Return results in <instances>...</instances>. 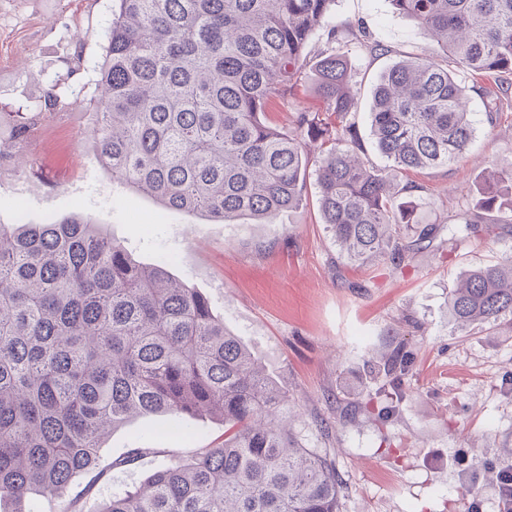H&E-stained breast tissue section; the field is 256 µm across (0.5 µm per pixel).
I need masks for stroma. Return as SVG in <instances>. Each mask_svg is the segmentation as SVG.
<instances>
[{"mask_svg":"<svg viewBox=\"0 0 512 512\" xmlns=\"http://www.w3.org/2000/svg\"><path fill=\"white\" fill-rule=\"evenodd\" d=\"M113 0H0V139L15 111L37 113L14 152L19 165L0 166V224H47L82 214L105 224L135 258L167 261L170 272L209 302L288 397L293 430L305 448L325 449L343 480L341 512H466L460 486L480 483L477 512H498L496 486L484 471L512 448V323L470 332L448 323V294L471 265L499 258L512 232L467 239L418 253L397 269L386 261L349 263L323 224L315 190L303 206L273 223L232 224L164 208L113 182L92 139L97 65L112 20ZM333 20L363 28L344 34L352 61L355 115L367 158L386 161L370 133L371 89L394 62L423 53L425 32L396 13L391 0H336ZM387 46L376 56L366 43ZM85 100L77 102L75 90ZM57 107L42 112L46 91ZM485 98L472 96L476 138L459 161L398 175L426 188L421 219L450 217L474 196L485 171L512 170V94L488 125ZM405 342L412 374L398 411L342 420L353 400L374 393L367 352ZM224 437L221 422L183 417L135 418L102 442L93 472L64 495H35L28 512L98 508ZM143 454L131 464L132 449Z\"/></svg>","mask_w":512,"mask_h":512,"instance_id":"35a3bbf8","label":"stroma"}]
</instances>
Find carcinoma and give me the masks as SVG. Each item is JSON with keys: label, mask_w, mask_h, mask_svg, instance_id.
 Masks as SVG:
<instances>
[{"label": "carcinoma", "mask_w": 512, "mask_h": 512, "mask_svg": "<svg viewBox=\"0 0 512 512\" xmlns=\"http://www.w3.org/2000/svg\"><path fill=\"white\" fill-rule=\"evenodd\" d=\"M98 66L96 146L112 180L179 212L225 223H271L303 204L313 179L322 223L352 263L403 267L448 241L512 224L502 183L485 180L481 225L461 202L424 224L381 170L360 158L351 65L327 30L312 77L322 107L287 135L263 116L305 75L306 50L336 0H115ZM429 36L371 91L377 151L403 173L449 165L475 128L458 81L512 74V0H391ZM316 145L318 156L310 157ZM512 321V252L473 266L448 296L454 329ZM376 394L401 395L411 373L402 341L371 354ZM285 394L207 299L163 264H145L104 225L73 215L0 224V507L27 512L36 492L61 495L92 470L108 433L135 417H203L224 440L161 468L97 512H340L342 481L327 456L302 448Z\"/></svg>", "instance_id": "cac0c4a2"}]
</instances>
